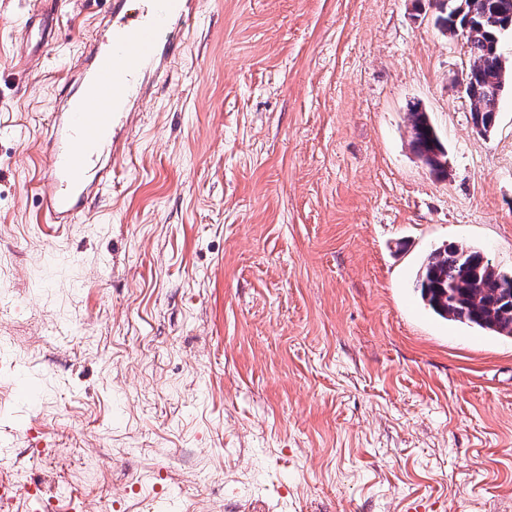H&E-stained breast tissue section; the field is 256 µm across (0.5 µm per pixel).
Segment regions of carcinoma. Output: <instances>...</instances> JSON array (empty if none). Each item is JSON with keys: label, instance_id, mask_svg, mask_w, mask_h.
<instances>
[{"label": "carcinoma", "instance_id": "obj_1", "mask_svg": "<svg viewBox=\"0 0 512 512\" xmlns=\"http://www.w3.org/2000/svg\"><path fill=\"white\" fill-rule=\"evenodd\" d=\"M455 0H442L438 23L453 37L465 35L469 47L466 74L476 90L465 89L471 120L496 126L501 77L512 83V66L500 52L502 38L512 33V0H470L472 25L465 29L452 21ZM411 144L433 175L448 173V154L427 112L414 106L408 113ZM415 287L423 305L453 322L512 338V273L495 266L482 251L446 244L434 249L421 263Z\"/></svg>", "mask_w": 512, "mask_h": 512}]
</instances>
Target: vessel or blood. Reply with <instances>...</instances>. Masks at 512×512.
Returning a JSON list of instances; mask_svg holds the SVG:
<instances>
[{
    "label": "vessel or blood",
    "mask_w": 512,
    "mask_h": 512,
    "mask_svg": "<svg viewBox=\"0 0 512 512\" xmlns=\"http://www.w3.org/2000/svg\"><path fill=\"white\" fill-rule=\"evenodd\" d=\"M108 45L85 46L86 67L72 77L74 88L44 144L40 196L50 223H70L107 180L104 155H122L124 132L140 102L170 75L195 17L194 0H110ZM58 0H41L25 20L27 33L47 42Z\"/></svg>",
    "instance_id": "1"
}]
</instances>
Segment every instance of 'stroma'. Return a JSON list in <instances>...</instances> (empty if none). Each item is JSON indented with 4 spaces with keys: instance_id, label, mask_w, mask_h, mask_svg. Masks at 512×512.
Instances as JSON below:
<instances>
[{
    "instance_id": "1",
    "label": "stroma",
    "mask_w": 512,
    "mask_h": 512,
    "mask_svg": "<svg viewBox=\"0 0 512 512\" xmlns=\"http://www.w3.org/2000/svg\"><path fill=\"white\" fill-rule=\"evenodd\" d=\"M37 5L0 0L14 512H512V340L415 288L448 243L512 269V89L474 132L468 45L436 0H200L100 204L68 224L45 221L39 145L110 3L61 0L28 73ZM414 105L447 177L411 148Z\"/></svg>"
}]
</instances>
